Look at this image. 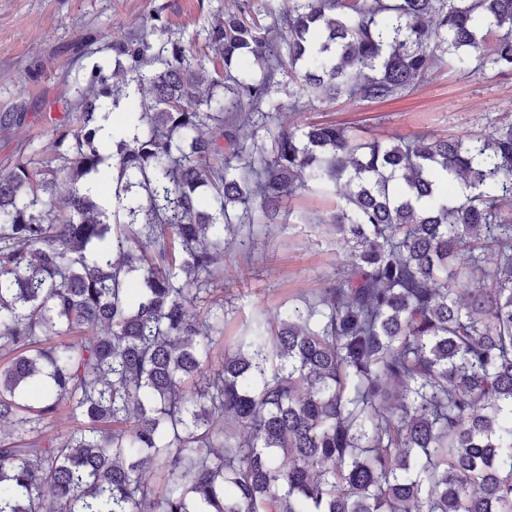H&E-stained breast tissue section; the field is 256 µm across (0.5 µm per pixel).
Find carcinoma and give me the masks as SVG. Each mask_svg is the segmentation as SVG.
Masks as SVG:
<instances>
[{
  "instance_id": "1",
  "label": "carcinoma",
  "mask_w": 512,
  "mask_h": 512,
  "mask_svg": "<svg viewBox=\"0 0 512 512\" xmlns=\"http://www.w3.org/2000/svg\"><path fill=\"white\" fill-rule=\"evenodd\" d=\"M291 2L267 24L225 14L199 51L157 17L112 38L77 131L0 174V512H512V123L249 143L234 125L275 119L282 69L295 111L395 98L448 59L512 73V0ZM145 94L104 146L100 115ZM111 169L107 207L85 183ZM310 189L339 196L351 264L213 368L224 307L197 308L224 231L255 206L280 224ZM465 248L492 266H457ZM64 404L79 427L31 436Z\"/></svg>"
}]
</instances>
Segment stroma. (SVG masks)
Returning <instances> with one entry per match:
<instances>
[{
    "mask_svg": "<svg viewBox=\"0 0 512 512\" xmlns=\"http://www.w3.org/2000/svg\"><path fill=\"white\" fill-rule=\"evenodd\" d=\"M267 0H0V109L24 114L17 126L0 129V172L19 154L45 145L67 113L66 104L84 87L89 59L109 57L113 37L150 27L161 18L187 48L205 43L214 15L243 11L259 15ZM512 120V74L459 73L448 64L394 100L368 102L316 99L298 111L282 109L276 126L344 123L368 138L418 134L481 136L496 122ZM337 199L321 193L293 198L285 224H252L238 232L244 247L217 277L214 298L224 302V334L238 335L257 312L314 300L350 262V249L329 219Z\"/></svg>",
    "mask_w": 512,
    "mask_h": 512,
    "instance_id": "35a3bbf8",
    "label": "stroma"
}]
</instances>
